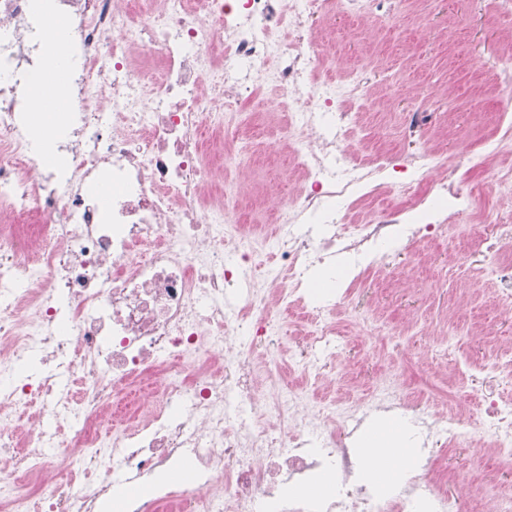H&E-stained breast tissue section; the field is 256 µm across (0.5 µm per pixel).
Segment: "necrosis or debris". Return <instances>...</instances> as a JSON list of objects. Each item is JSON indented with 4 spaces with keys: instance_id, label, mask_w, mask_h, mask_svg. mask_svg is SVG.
<instances>
[{
    "instance_id": "necrosis-or-debris-1",
    "label": "necrosis or debris",
    "mask_w": 512,
    "mask_h": 512,
    "mask_svg": "<svg viewBox=\"0 0 512 512\" xmlns=\"http://www.w3.org/2000/svg\"><path fill=\"white\" fill-rule=\"evenodd\" d=\"M0 0V512H98L108 476L134 481L187 460L200 480L133 512H307L275 501L283 477L332 466L341 489L323 512H466L462 495L426 476L381 500L356 485L349 422L370 408L418 413L449 446L487 441L512 459V399L487 366L477 394L417 397L384 385L360 400H317L345 332L335 309L307 305L306 272L352 250L381 265L396 220L409 241L447 222L491 224L487 248L512 245V222L483 193L512 196V171L487 191L437 155L410 154L399 206L361 221L387 159L360 160L357 71L331 64L306 29L327 0ZM70 20L71 107L41 132L62 169L35 151L27 112L54 17ZM287 107L284 131L304 188L274 225L231 223L244 166L231 120L267 90ZM297 333L284 334L286 322ZM287 335L288 349L276 347ZM47 368L19 383L22 361ZM64 480H57L59 465ZM27 486L18 495L19 486Z\"/></svg>"
}]
</instances>
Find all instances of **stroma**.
Masks as SVG:
<instances>
[{
	"instance_id": "obj_1",
	"label": "stroma",
	"mask_w": 512,
	"mask_h": 512,
	"mask_svg": "<svg viewBox=\"0 0 512 512\" xmlns=\"http://www.w3.org/2000/svg\"><path fill=\"white\" fill-rule=\"evenodd\" d=\"M310 30L332 63L357 69L364 78V92L374 102L363 117L362 145L370 156L398 161L421 148L452 163L464 156L475 162L478 178L493 166L490 150L506 96L502 82L479 61L512 57V13H504L502 0H378L374 13L317 18ZM412 112L428 113L429 119L411 134ZM253 134L268 149L246 164L249 186L235 213L241 224L263 223L274 196L285 198L299 188L280 140L277 109L261 107ZM491 231L487 225L475 234L451 224L433 241L400 252L382 245L385 266L367 273L358 286L362 314L341 315L345 334L334 372L351 381L343 396H361L389 382L405 383L417 393L468 391L475 384L457 372V362L475 368L512 362L503 355L512 346V318L504 317L498 287L487 272L494 260L512 262V250L490 256L485 236ZM363 314L381 317L402 334L404 346L361 332ZM452 322L459 326L456 347L448 357L428 360V338ZM419 455L424 465L437 459L448 475V492L467 491L489 468L512 486V462L497 460L488 449H440L428 436Z\"/></svg>"
}]
</instances>
